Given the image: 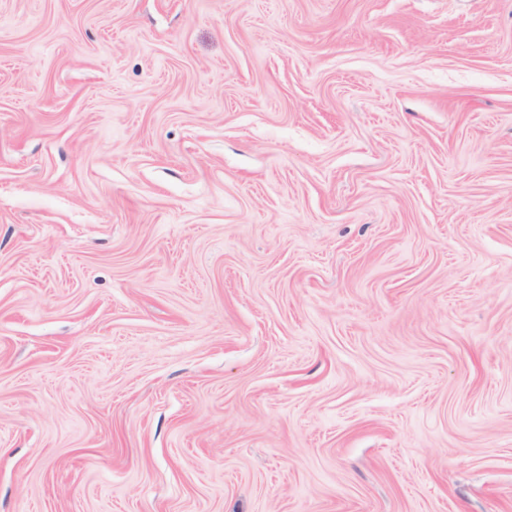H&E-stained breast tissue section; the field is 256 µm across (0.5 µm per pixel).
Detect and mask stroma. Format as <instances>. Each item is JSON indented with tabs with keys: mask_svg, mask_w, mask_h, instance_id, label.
I'll list each match as a JSON object with an SVG mask.
<instances>
[{
	"mask_svg": "<svg viewBox=\"0 0 512 512\" xmlns=\"http://www.w3.org/2000/svg\"><path fill=\"white\" fill-rule=\"evenodd\" d=\"M0 512H512V0H0Z\"/></svg>",
	"mask_w": 512,
	"mask_h": 512,
	"instance_id": "1",
	"label": "stroma"
}]
</instances>
